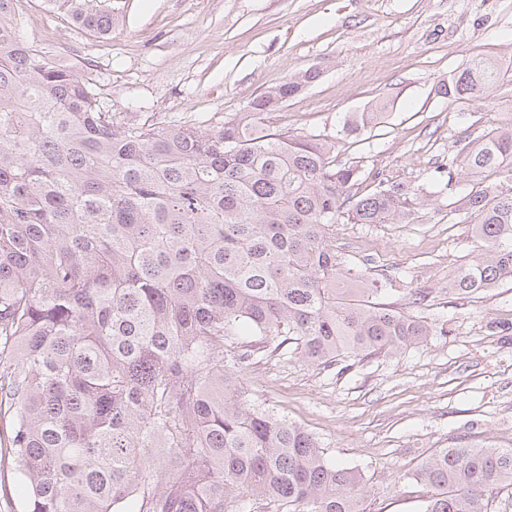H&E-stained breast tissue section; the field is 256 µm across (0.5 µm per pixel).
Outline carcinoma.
<instances>
[{
    "mask_svg": "<svg viewBox=\"0 0 512 512\" xmlns=\"http://www.w3.org/2000/svg\"><path fill=\"white\" fill-rule=\"evenodd\" d=\"M0 0V464L25 512H228V490L283 512H364L360 471L256 403L224 342L265 336L340 370L448 334L383 302L393 277L336 252V224H394L425 205L409 184L336 161L322 134L268 116L290 78L214 125L117 124L80 71L17 34ZM107 36L119 0H46ZM499 78L472 59L443 95L488 98ZM378 113L346 120L350 134ZM512 161V129L448 164L476 176ZM482 253L448 279L468 299L512 279V191L464 203ZM424 512H490L512 488V448L436 449L413 475Z\"/></svg>",
    "mask_w": 512,
    "mask_h": 512,
    "instance_id": "carcinoma-1",
    "label": "carcinoma"
}]
</instances>
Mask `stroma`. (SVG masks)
Masks as SVG:
<instances>
[{"label": "stroma", "mask_w": 512, "mask_h": 512, "mask_svg": "<svg viewBox=\"0 0 512 512\" xmlns=\"http://www.w3.org/2000/svg\"><path fill=\"white\" fill-rule=\"evenodd\" d=\"M18 33L62 66L87 74L114 122L206 125L317 67L319 75L271 114L291 134L337 137L336 157L371 174L422 188L412 222L340 224L336 249L369 272L389 270L395 310L445 324L448 333L398 351L356 359L346 371L307 362L264 340L242 377L265 407L301 426L328 458L362 470L364 512H423L414 473L434 449L512 448V280L457 301L456 267L480 252L464 198L472 177L448 185L457 150L512 127V0H123L104 38L44 0H18ZM495 62L500 77L483 103L438 94L469 59ZM387 109L375 126L342 131L345 118ZM427 288L429 305L406 291Z\"/></svg>", "instance_id": "stroma-1"}]
</instances>
